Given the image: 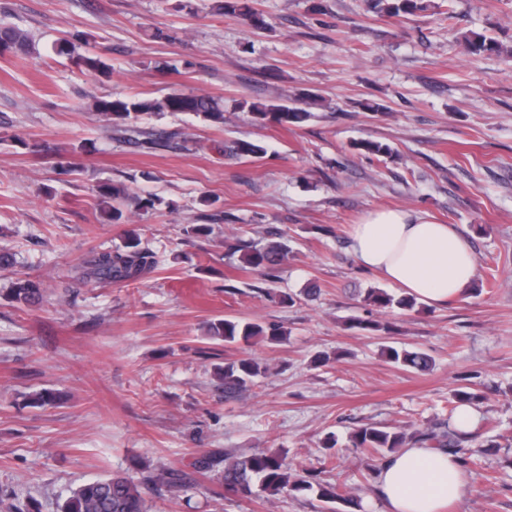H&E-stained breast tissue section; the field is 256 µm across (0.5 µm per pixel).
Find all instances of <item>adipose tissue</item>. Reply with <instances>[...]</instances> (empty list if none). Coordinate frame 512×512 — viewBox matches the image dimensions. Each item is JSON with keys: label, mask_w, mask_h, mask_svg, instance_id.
I'll return each mask as SVG.
<instances>
[{"label": "adipose tissue", "mask_w": 512, "mask_h": 512, "mask_svg": "<svg viewBox=\"0 0 512 512\" xmlns=\"http://www.w3.org/2000/svg\"><path fill=\"white\" fill-rule=\"evenodd\" d=\"M350 240L358 264L431 305L460 297L477 273L474 250L456 227L420 212L370 211ZM377 486L390 512H444L467 480L455 457L414 446L387 456Z\"/></svg>", "instance_id": "adipose-tissue-1"}]
</instances>
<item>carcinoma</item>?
I'll return each instance as SVG.
<instances>
[{"label": "carcinoma", "instance_id": "obj_1", "mask_svg": "<svg viewBox=\"0 0 512 512\" xmlns=\"http://www.w3.org/2000/svg\"><path fill=\"white\" fill-rule=\"evenodd\" d=\"M369 11L380 16L396 19H408L417 16L433 5L431 0H366ZM214 10L218 13L238 14L249 17L256 25L260 17L250 7L247 0H216ZM467 51L475 56L501 55L511 53L512 48L503 46L499 41L483 34L468 33L463 35ZM34 49L28 35L19 28L10 25L0 26V55L27 54ZM79 64L86 70L101 75L109 74L111 66L99 55L88 53L78 56ZM248 110L252 121L260 126L269 124L281 127L297 126L305 122L311 113L296 106L277 102L240 103ZM87 109L96 113L110 124L114 131L127 136L131 143L143 146H170L173 135H164L147 142L137 137L139 131L133 121L142 115H157L164 112H192L213 124L224 123V105L204 93L173 91L160 98L124 96L95 98ZM354 147L366 154L385 157L393 154L392 147L377 140H361ZM229 153L239 159H261L266 148L257 142L237 140L227 147ZM97 194L100 206L109 214L110 219L118 221L123 216L121 204L126 201L134 203L138 212H145L153 202L149 198L130 195L118 185L103 183L98 186ZM232 253H241V262L245 267L264 278H272L274 272L287 259L290 247L288 241H272L257 247L250 241L238 239L230 245ZM158 266L155 253L141 247L136 233L129 234L123 245L113 251H102L85 260L80 267L79 277L85 282L97 284H128L139 281L152 274ZM9 293L13 302L32 306L43 299L42 282L26 277L12 283ZM364 302L381 310L394 307L400 310H412L416 301L403 296L394 299L386 292L371 289ZM207 336L211 340L225 343L247 345L257 338L270 343L282 341L287 333L280 327H268L256 322H241L235 319H215L208 324ZM387 358L409 369L424 372L431 369L432 359L419 350L399 351L393 347L385 349ZM267 373V367L253 357H244L224 363L215 368V376L230 394L248 390L253 381ZM481 394L468 385H461L453 390L448 418L412 436L402 431L387 427L366 425L355 430L349 437L351 447L365 448L376 455L377 460L384 458V453L395 448H407L419 445L424 448L444 450L464 460L471 459L467 448L470 437L457 427L458 410L465 405H476ZM196 467L217 474V479L224 485V491L242 498H249L259 492L276 495L286 492H314L325 503L352 504L354 500L337 485L316 480L313 474L291 475L288 465L278 454L256 452L236 457L212 456L199 460ZM58 512H150L147 499L131 478L114 474L86 482L71 491V494L59 506Z\"/></svg>", "mask_w": 512, "mask_h": 512}]
</instances>
